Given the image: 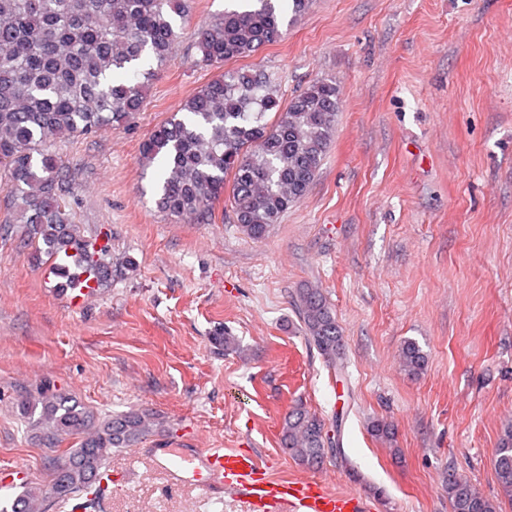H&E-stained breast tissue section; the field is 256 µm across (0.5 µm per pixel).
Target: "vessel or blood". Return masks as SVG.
Masks as SVG:
<instances>
[{
    "instance_id": "1",
    "label": "vessel or blood",
    "mask_w": 512,
    "mask_h": 512,
    "mask_svg": "<svg viewBox=\"0 0 512 512\" xmlns=\"http://www.w3.org/2000/svg\"><path fill=\"white\" fill-rule=\"evenodd\" d=\"M177 489H196L207 497L235 496L247 512H364L353 493L331 491L323 482L271 479L250 451L204 448L187 455L182 466L166 469Z\"/></svg>"
}]
</instances>
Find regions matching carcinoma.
Wrapping results in <instances>:
<instances>
[{
	"mask_svg": "<svg viewBox=\"0 0 512 512\" xmlns=\"http://www.w3.org/2000/svg\"><path fill=\"white\" fill-rule=\"evenodd\" d=\"M196 33L206 67L251 56L284 36L277 0H249ZM188 16L186 0H0V176L11 194L6 224H26L56 261L71 248L86 249V276L97 286L112 275L108 234L92 240L76 223L77 194L52 146L103 127L126 124L144 105L147 83L158 76L177 33L169 13ZM149 54L157 66L143 80L112 82V74ZM340 108L336 84L315 81L282 103L276 85L260 72L226 70L188 97L140 147L142 167L158 160L162 176L156 205L173 218L207 223L224 199L226 182L234 223L261 240L288 209L307 195L335 133ZM296 309L307 340L325 363L345 369L342 331L316 288L297 291ZM404 370L421 372L426 355L404 342ZM34 437L50 446L71 442L54 466L50 491L30 483L0 512H98L99 474L114 448H127L161 429L150 414L127 411L99 417L55 386L45 384L19 401ZM283 448L301 464H320L331 444L325 422L301 406L282 422ZM500 487L512 497V424L494 454ZM452 512H499L472 485L448 477ZM85 497L82 503L76 499Z\"/></svg>",
	"mask_w": 512,
	"mask_h": 512,
	"instance_id": "carcinoma-1",
	"label": "carcinoma"
}]
</instances>
